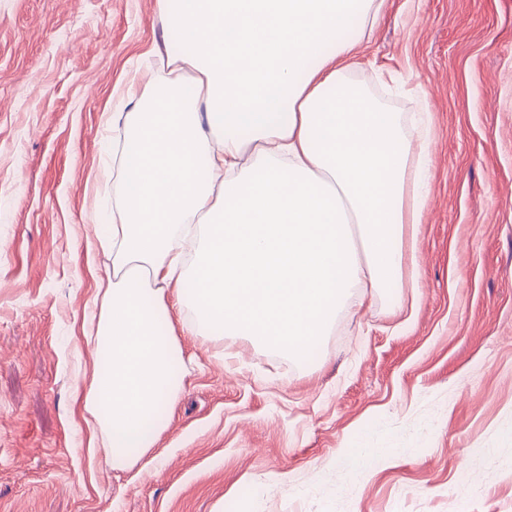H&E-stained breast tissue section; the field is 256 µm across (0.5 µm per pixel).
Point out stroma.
Instances as JSON below:
<instances>
[{"instance_id":"35a3bbf8","label":"stroma","mask_w":512,"mask_h":512,"mask_svg":"<svg viewBox=\"0 0 512 512\" xmlns=\"http://www.w3.org/2000/svg\"><path fill=\"white\" fill-rule=\"evenodd\" d=\"M179 52L156 0H0V512H512V0H388L352 51L429 132L401 285L353 289L307 358L172 302L165 429L124 470L89 452L126 93ZM365 442L403 457L353 460Z\"/></svg>"}]
</instances>
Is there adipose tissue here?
Segmentation results:
<instances>
[{
    "instance_id": "ef3b65f1",
    "label": "adipose tissue",
    "mask_w": 512,
    "mask_h": 512,
    "mask_svg": "<svg viewBox=\"0 0 512 512\" xmlns=\"http://www.w3.org/2000/svg\"><path fill=\"white\" fill-rule=\"evenodd\" d=\"M192 81L128 90L112 272L83 398L113 468L176 397L167 293L194 329L307 354L355 288L400 285L428 184L395 113L349 78L385 0H157ZM197 259L184 267L192 233Z\"/></svg>"
}]
</instances>
